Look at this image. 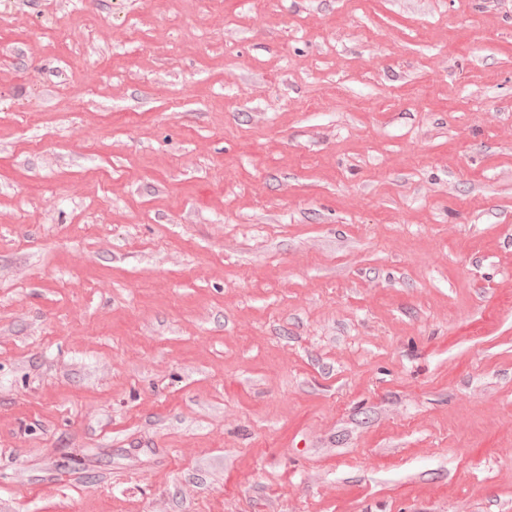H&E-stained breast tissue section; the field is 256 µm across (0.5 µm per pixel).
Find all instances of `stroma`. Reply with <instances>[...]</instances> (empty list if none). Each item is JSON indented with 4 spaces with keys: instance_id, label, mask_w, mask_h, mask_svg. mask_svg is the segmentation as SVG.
<instances>
[{
    "instance_id": "obj_1",
    "label": "stroma",
    "mask_w": 512,
    "mask_h": 512,
    "mask_svg": "<svg viewBox=\"0 0 512 512\" xmlns=\"http://www.w3.org/2000/svg\"><path fill=\"white\" fill-rule=\"evenodd\" d=\"M0 512H512V0H0Z\"/></svg>"
}]
</instances>
